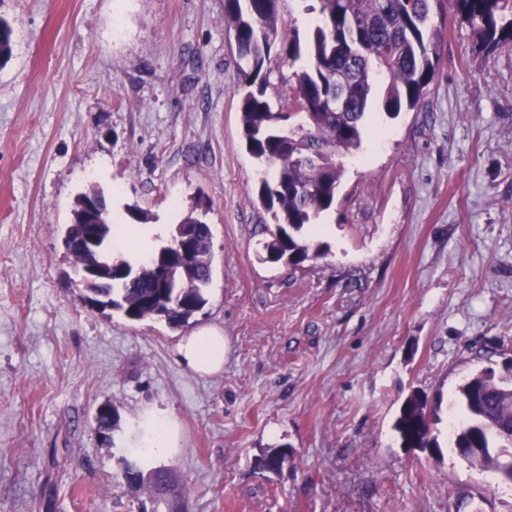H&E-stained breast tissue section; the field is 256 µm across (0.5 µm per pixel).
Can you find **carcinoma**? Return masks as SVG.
<instances>
[{
  "instance_id": "obj_1",
  "label": "carcinoma",
  "mask_w": 512,
  "mask_h": 512,
  "mask_svg": "<svg viewBox=\"0 0 512 512\" xmlns=\"http://www.w3.org/2000/svg\"><path fill=\"white\" fill-rule=\"evenodd\" d=\"M282 0H224V21L232 34L239 66L234 92L241 98V122L248 152L263 166L258 198L275 230L267 260L297 266L320 255L304 230L335 204L345 159L358 150L372 114L397 115L419 108L441 59V31L434 15L466 22L491 50L512 49V0H312L311 29L300 35L295 18H283ZM293 37L282 46L288 59H305L295 86L278 99L291 112H278L266 98L271 84L265 63L277 47L279 29ZM12 26L0 19V64L12 55ZM346 81L347 102L325 106ZM92 187L79 195L63 239L74 269L100 270L80 282L84 297L100 309L130 320L160 319L179 329L207 303L211 281L212 231L198 207L176 225L171 241L147 265L112 256L109 214H93L88 203L101 196ZM464 421L452 424V448H471L466 461L512 484V457L488 452L512 448V365L498 376L488 366L458 387ZM434 411L418 392L402 402L394 430L410 448H435L430 427Z\"/></svg>"
}]
</instances>
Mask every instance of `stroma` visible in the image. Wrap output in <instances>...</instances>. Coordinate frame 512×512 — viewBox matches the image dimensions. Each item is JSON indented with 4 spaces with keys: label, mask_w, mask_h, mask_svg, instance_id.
<instances>
[{
    "label": "stroma",
    "mask_w": 512,
    "mask_h": 512,
    "mask_svg": "<svg viewBox=\"0 0 512 512\" xmlns=\"http://www.w3.org/2000/svg\"><path fill=\"white\" fill-rule=\"evenodd\" d=\"M0 18V512H512V485L448 446L458 386L512 354V49L446 18L423 105L378 117L322 256L293 267L259 259L224 0H0ZM93 185L168 233L201 203L212 278L191 325L223 329L221 374L179 365L165 322L83 302L63 236ZM415 390L438 408L432 452L393 429ZM152 409L181 430L150 462L165 502L120 476Z\"/></svg>",
    "instance_id": "1"
}]
</instances>
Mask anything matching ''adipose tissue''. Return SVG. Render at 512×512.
I'll return each mask as SVG.
<instances>
[{
	"instance_id": "1",
	"label": "adipose tissue",
	"mask_w": 512,
	"mask_h": 512,
	"mask_svg": "<svg viewBox=\"0 0 512 512\" xmlns=\"http://www.w3.org/2000/svg\"><path fill=\"white\" fill-rule=\"evenodd\" d=\"M161 230L137 224L118 225L116 247L132 262L147 259ZM228 341L219 326L207 325L182 337L176 345V358L180 365L203 377L219 374L224 369V356ZM149 433L140 447L149 455H164L178 446V433L172 419L162 413L148 414Z\"/></svg>"
}]
</instances>
